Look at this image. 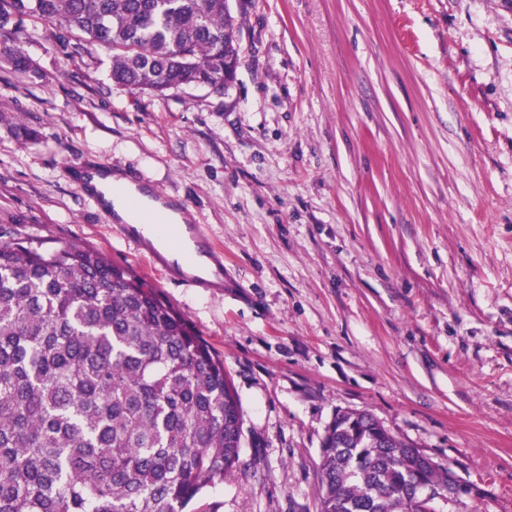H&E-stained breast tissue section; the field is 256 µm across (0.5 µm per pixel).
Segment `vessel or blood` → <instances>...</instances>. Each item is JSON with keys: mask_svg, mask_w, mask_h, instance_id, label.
<instances>
[{"mask_svg": "<svg viewBox=\"0 0 512 512\" xmlns=\"http://www.w3.org/2000/svg\"><path fill=\"white\" fill-rule=\"evenodd\" d=\"M174 210L178 220L164 225L160 237L146 234L141 224H122L118 230L125 237L137 239L170 278L187 281L198 288L223 290V249L213 245L198 225L187 222L185 203H177Z\"/></svg>", "mask_w": 512, "mask_h": 512, "instance_id": "vessel-or-blood-1", "label": "vessel or blood"}]
</instances>
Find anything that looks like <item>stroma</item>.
<instances>
[{
    "label": "stroma",
    "mask_w": 512,
    "mask_h": 512,
    "mask_svg": "<svg viewBox=\"0 0 512 512\" xmlns=\"http://www.w3.org/2000/svg\"><path fill=\"white\" fill-rule=\"evenodd\" d=\"M229 5L221 93L134 94L43 38L0 59V228L131 267L223 358L240 464L191 512H318L339 409L480 489L437 512H512V0ZM96 164L186 201L224 291L121 236L70 177Z\"/></svg>",
    "instance_id": "obj_1"
}]
</instances>
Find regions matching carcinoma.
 I'll return each instance as SVG.
<instances>
[{
    "mask_svg": "<svg viewBox=\"0 0 512 512\" xmlns=\"http://www.w3.org/2000/svg\"><path fill=\"white\" fill-rule=\"evenodd\" d=\"M70 57L112 52L116 86L224 90L241 65L228 0H0V54L35 70L28 25ZM224 360L131 269L0 230V512H186L239 462ZM320 512H434L454 473L368 411L321 444Z\"/></svg>",
    "mask_w": 512,
    "mask_h": 512,
    "instance_id": "obj_1",
    "label": "carcinoma"
}]
</instances>
